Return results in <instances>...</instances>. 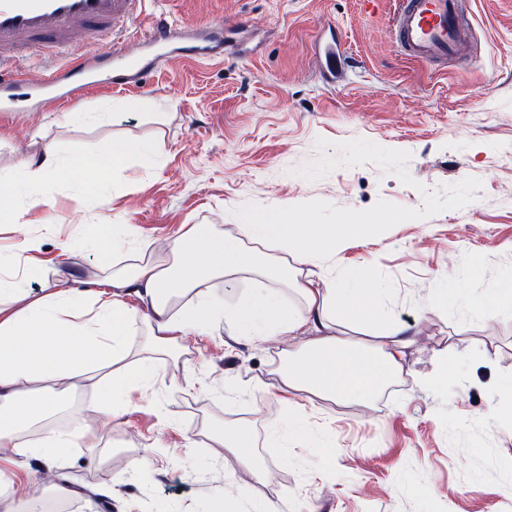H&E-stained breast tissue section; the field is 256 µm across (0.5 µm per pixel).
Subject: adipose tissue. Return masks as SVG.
Here are the masks:
<instances>
[{"instance_id":"ef3b65f1","label":"adipose tissue","mask_w":512,"mask_h":512,"mask_svg":"<svg viewBox=\"0 0 512 512\" xmlns=\"http://www.w3.org/2000/svg\"><path fill=\"white\" fill-rule=\"evenodd\" d=\"M156 165L155 145L117 142L105 155L69 157L45 148L19 170L0 175V215L20 211L21 198L35 206H52L51 182L70 184L78 199L105 204L112 170L130 156ZM234 230L213 224H189L161 246L116 224L107 236L74 232L65 250L111 254L110 275L74 288L33 292L27 281L46 271L37 239L0 251V447L30 457L73 447L85 434L81 418L68 430L48 429L30 440L32 422L55 414L51 396L33 402L37 384L57 379L77 385L100 369L109 379L94 389L95 410L117 418L126 411L130 389L152 386L166 367L167 351L179 337L206 331L217 315L233 321L246 335L264 340L306 337L297 353L284 352L279 374L285 386L329 399L366 401L378 387L404 369L406 329L391 321L383 342L357 339L376 321L374 273L365 266L339 278L321 268L352 239L373 240L378 224H296L283 212L240 214ZM253 286L234 305L219 307L209 293L211 281L234 286L242 275ZM180 313L172 308L179 299ZM146 312L136 317L134 303ZM467 313L475 318L512 315V277L497 287L467 296ZM147 339L149 358L129 360L135 337Z\"/></svg>"}]
</instances>
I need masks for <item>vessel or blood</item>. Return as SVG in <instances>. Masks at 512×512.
<instances>
[{
    "instance_id": "vessel-or-blood-1",
    "label": "vessel or blood",
    "mask_w": 512,
    "mask_h": 512,
    "mask_svg": "<svg viewBox=\"0 0 512 512\" xmlns=\"http://www.w3.org/2000/svg\"><path fill=\"white\" fill-rule=\"evenodd\" d=\"M145 0H0V112L10 111L18 89L29 96L55 98L58 105L84 88L89 67L75 49L77 39L104 44V56L120 54L115 42L128 35L144 12ZM463 0H394L389 25L393 41L413 61L444 63L460 56L467 40L462 21ZM153 50L178 59L212 58L214 40L194 28L176 35L164 20L153 22L148 32ZM57 58L58 67L32 81L10 69L12 61L31 51ZM325 70L336 77L344 64L345 50L335 40L319 47Z\"/></svg>"
}]
</instances>
